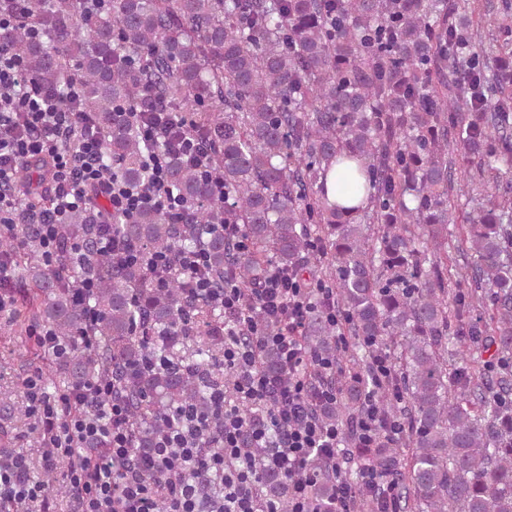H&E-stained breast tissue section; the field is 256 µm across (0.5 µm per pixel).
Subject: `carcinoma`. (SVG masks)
Returning <instances> with one entry per match:
<instances>
[{
  "mask_svg": "<svg viewBox=\"0 0 512 512\" xmlns=\"http://www.w3.org/2000/svg\"><path fill=\"white\" fill-rule=\"evenodd\" d=\"M30 13L49 46L18 29L11 34L31 76L41 84L82 77L81 108L101 130L104 149L131 187L142 183L143 144L134 123L118 116L133 105L142 84L212 144L224 175V200L179 159L168 178L188 203L200 204L194 224H170L145 210L117 234L148 250L204 249L214 286L229 269L245 286L272 267L327 281L348 314L353 342L338 351V327L322 309L304 329L309 349L343 355L353 375L339 401L317 409L327 423L359 410L367 390V353L390 349L404 407L382 396L390 413L407 415L403 448H359L358 456L403 476L415 512H512V374L495 383L448 357L468 338L485 337L493 354H512V193L494 192L470 223L457 224L453 154L463 148L480 159L485 179L512 167V0H502L504 40L492 55L477 48L471 17L476 0H111L80 17L78 0ZM138 61L130 66L117 55ZM463 78L448 82V57ZM340 168L347 195L364 189L367 202L350 209L329 202L326 176ZM93 212L69 214L66 230L92 237ZM215 224H240L250 242L241 253ZM319 241L324 266L310 267L309 241ZM96 279L90 305L98 313L96 348H80L59 364L69 383L107 375L127 401L140 448L152 445L155 417L180 405L209 409L207 388L181 365L211 363L210 327L221 315L188 298L182 281L150 286L141 266L114 267L90 251ZM33 283L27 312L69 340L83 326L65 278L62 254L46 267L37 249L17 260ZM470 278L491 297L483 304L452 286ZM200 326L184 341L183 320ZM149 331L152 344L138 335ZM175 364L138 372L147 352ZM323 470L313 487L319 512H329L335 479ZM268 495L288 512V484L264 477Z\"/></svg>",
  "mask_w": 512,
  "mask_h": 512,
  "instance_id": "1",
  "label": "carcinoma"
}]
</instances>
